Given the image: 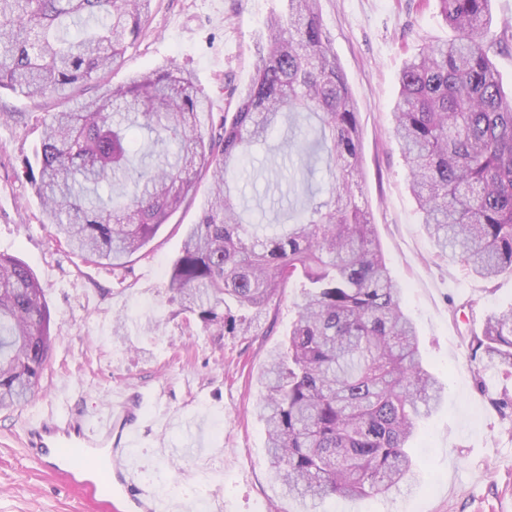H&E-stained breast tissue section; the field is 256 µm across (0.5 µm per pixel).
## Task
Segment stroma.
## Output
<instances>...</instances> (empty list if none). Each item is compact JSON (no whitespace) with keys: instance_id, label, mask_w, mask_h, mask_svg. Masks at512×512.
<instances>
[{"instance_id":"1","label":"stroma","mask_w":512,"mask_h":512,"mask_svg":"<svg viewBox=\"0 0 512 512\" xmlns=\"http://www.w3.org/2000/svg\"><path fill=\"white\" fill-rule=\"evenodd\" d=\"M284 0H153L145 29L111 83L175 61L191 71L213 112H234L225 83L249 85L257 46ZM329 48L355 102L362 132L356 194L368 209L403 306L421 342L425 368L444 385L441 405L420 425L409 451L420 479L387 496L336 500L330 512H512V420L490 407L491 391L512 392V374L478 377L467 338L491 310L512 305V275L486 281L439 256L409 188L392 135L396 77L424 43L451 38L436 0H319ZM64 98L32 99L0 90V252L37 276L54 321L45 375L30 403L0 411V512H100L97 503L48 467L27 459L25 420L79 408L101 411L113 396L138 395L143 425L134 444L143 484L176 502L208 501L223 512H300L282 495L266 462L267 435L254 412L258 377L297 317L302 292L291 284L245 335L203 326L167 287L166 271L196 223L205 187L155 238L117 268L83 261L42 226L40 203L24 171L48 113ZM296 153L256 148L240 185L260 204H287V184L267 190L265 173Z\"/></svg>"}]
</instances>
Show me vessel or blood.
Returning a JSON list of instances; mask_svg holds the SVG:
<instances>
[{
	"label": "vessel or blood",
	"instance_id": "vessel-or-blood-1",
	"mask_svg": "<svg viewBox=\"0 0 512 512\" xmlns=\"http://www.w3.org/2000/svg\"><path fill=\"white\" fill-rule=\"evenodd\" d=\"M138 418V404L127 399L92 422L81 412L37 416L25 422L22 444L31 460L52 467L68 484L101 495L109 512H175L138 479Z\"/></svg>",
	"mask_w": 512,
	"mask_h": 512
}]
</instances>
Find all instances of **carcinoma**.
Here are the masks:
<instances>
[{
	"label": "carcinoma",
	"mask_w": 512,
	"mask_h": 512,
	"mask_svg": "<svg viewBox=\"0 0 512 512\" xmlns=\"http://www.w3.org/2000/svg\"><path fill=\"white\" fill-rule=\"evenodd\" d=\"M319 0H287L271 15L256 75L233 115L214 124L192 73L170 61L109 87L151 0H0V89L28 98L77 96L45 123L26 177L50 236L114 267L145 248L209 184L167 287L206 327L247 333L291 282L297 319L260 381L269 469L312 509L387 494L413 474L407 448L440 404L443 384L422 363L367 208L358 203L361 129L345 74L331 56ZM492 0H438L454 32L428 42L398 74L394 135L426 231L482 279L512 275V96L501 90L489 37ZM95 94L84 97L85 87ZM305 135L308 160L333 168L328 198L267 231L236 201L239 165L281 123ZM53 336L39 281L0 253V411L29 401ZM478 377L512 373V306L487 313L468 343ZM504 419L512 394L489 396Z\"/></svg>",
	"instance_id": "cac0c4a2"
}]
</instances>
